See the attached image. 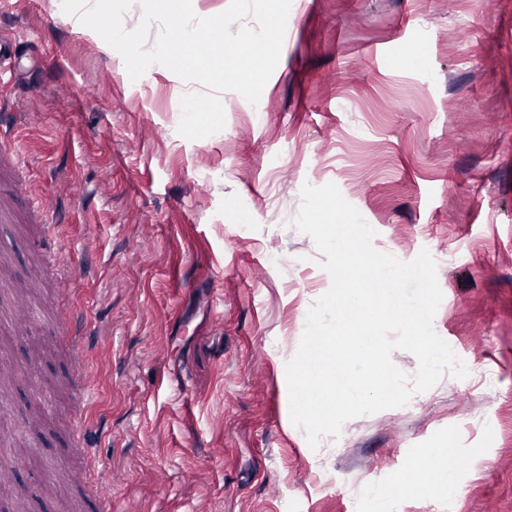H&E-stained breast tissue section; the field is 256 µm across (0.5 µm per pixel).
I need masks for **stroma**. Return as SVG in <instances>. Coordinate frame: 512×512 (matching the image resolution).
Wrapping results in <instances>:
<instances>
[{
  "mask_svg": "<svg viewBox=\"0 0 512 512\" xmlns=\"http://www.w3.org/2000/svg\"><path fill=\"white\" fill-rule=\"evenodd\" d=\"M22 60L0 86L46 224H1L12 281L59 240L93 336L96 466L112 512H512V0H292L258 103L221 93V133L177 131L196 82L131 80L51 0H0ZM334 183L379 252L428 250L434 329L467 368L311 448L286 365L331 286L295 226ZM22 366L0 429V512H92L75 476L73 362L54 317L0 328ZM461 459L454 491L424 453Z\"/></svg>",
  "mask_w": 512,
  "mask_h": 512,
  "instance_id": "stroma-1",
  "label": "stroma"
}]
</instances>
